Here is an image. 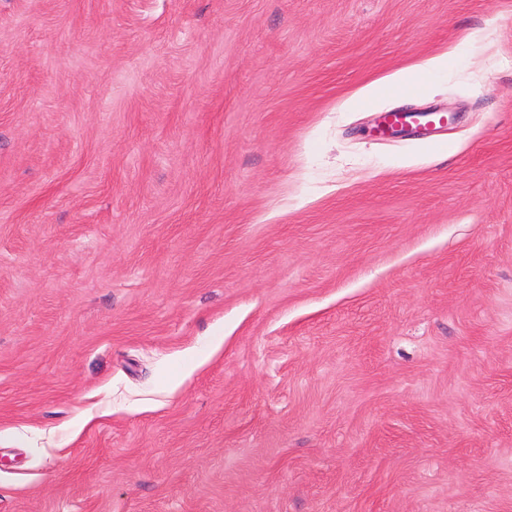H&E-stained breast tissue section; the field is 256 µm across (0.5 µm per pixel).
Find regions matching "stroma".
<instances>
[{"instance_id": "35a3bbf8", "label": "stroma", "mask_w": 512, "mask_h": 512, "mask_svg": "<svg viewBox=\"0 0 512 512\" xmlns=\"http://www.w3.org/2000/svg\"><path fill=\"white\" fill-rule=\"evenodd\" d=\"M0 512H512V0H0Z\"/></svg>"}]
</instances>
